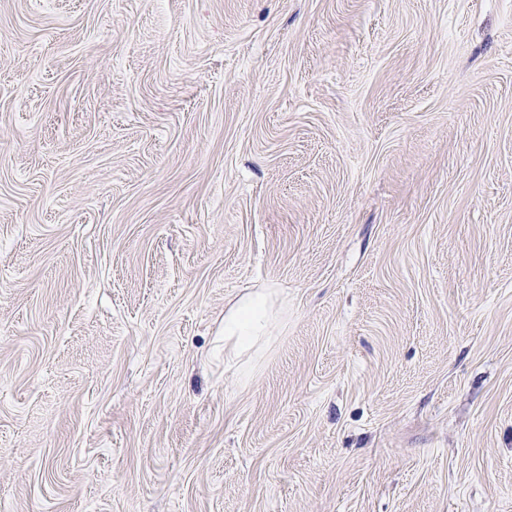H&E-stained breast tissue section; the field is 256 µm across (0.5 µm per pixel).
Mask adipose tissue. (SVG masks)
<instances>
[{
    "label": "adipose tissue",
    "instance_id": "obj_1",
    "mask_svg": "<svg viewBox=\"0 0 512 512\" xmlns=\"http://www.w3.org/2000/svg\"><path fill=\"white\" fill-rule=\"evenodd\" d=\"M288 297L274 286L255 289L241 296L224 313V368L247 384L254 371V356L275 338L286 322L282 312Z\"/></svg>",
    "mask_w": 512,
    "mask_h": 512
}]
</instances>
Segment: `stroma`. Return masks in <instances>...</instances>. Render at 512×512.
I'll use <instances>...</instances> for the list:
<instances>
[{"label":"stroma","instance_id":"stroma-1","mask_svg":"<svg viewBox=\"0 0 512 512\" xmlns=\"http://www.w3.org/2000/svg\"><path fill=\"white\" fill-rule=\"evenodd\" d=\"M0 512H512V0H0ZM281 311L278 314L275 307ZM285 310V311H283ZM288 296L273 285L241 296L224 313V371L246 385L254 371V356L267 347L288 320Z\"/></svg>","mask_w":512,"mask_h":512}]
</instances>
